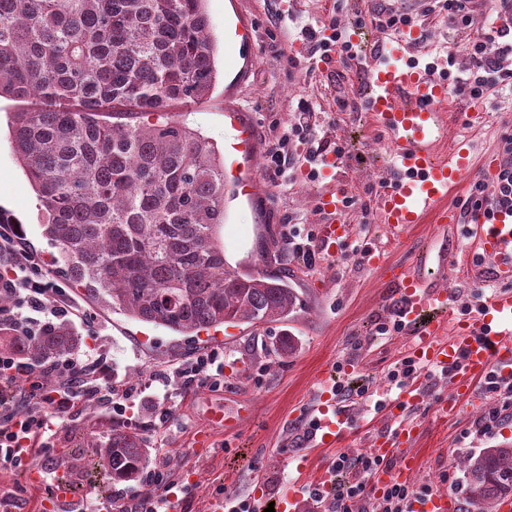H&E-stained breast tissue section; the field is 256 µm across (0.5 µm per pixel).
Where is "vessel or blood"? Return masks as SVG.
<instances>
[{
    "label": "vessel or blood",
    "mask_w": 512,
    "mask_h": 512,
    "mask_svg": "<svg viewBox=\"0 0 512 512\" xmlns=\"http://www.w3.org/2000/svg\"><path fill=\"white\" fill-rule=\"evenodd\" d=\"M417 28H403L375 45L358 63L366 69L376 93L366 108L387 134L392 154L390 168L375 196V209L392 238L399 239L426 217L446 225L471 224L476 246L465 256L470 280L490 276L494 291L477 299L469 314L455 321L452 329L426 320L428 311L447 307L448 291L437 283L406 270H398L377 252L365 262L383 270L386 283L397 298L396 318L410 338V357L427 368L451 369V392L435 406L440 417L456 415L462 402L471 400L478 381L489 372L512 381V205L492 211L462 213L446 206L450 191L467 176L472 164L469 140L454 142L447 156L437 158L447 127L444 107L450 99L448 79L436 75L434 65H421L412 48ZM236 130L231 149L242 156L252 154L253 129L243 122L238 109L226 111ZM327 215L319 227V239L328 254L350 238L344 194L330 190L321 202ZM422 401L420 380L406 382L396 398H385L382 411L390 427L376 432L369 451L382 458L383 466L369 486L375 494L394 483H407L419 469L414 451L417 427L405 414ZM351 409L342 407L333 388L322 386L318 399L308 410V443L314 448H332L352 423ZM454 503L444 493L412 502V512H453Z\"/></svg>",
    "instance_id": "obj_1"
}]
</instances>
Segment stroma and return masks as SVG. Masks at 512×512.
Segmentation results:
<instances>
[{
    "label": "stroma",
    "instance_id": "1",
    "mask_svg": "<svg viewBox=\"0 0 512 512\" xmlns=\"http://www.w3.org/2000/svg\"><path fill=\"white\" fill-rule=\"evenodd\" d=\"M280 9L278 0H205L212 34L219 44L218 67L234 77L231 90L216 86L210 99L186 106L181 118L210 139L216 151L234 131L224 120L225 106H235L255 130V155L251 159L231 157L227 166L235 172L255 174L257 191L252 198L239 196L227 186L226 218L221 230L224 255L231 269L253 272L259 269L286 278L299 293L303 307L288 322H275L257 328L227 324L215 332L189 338L164 328L143 324L126 316L97 308L83 289L67 287L66 294L78 308L70 322L83 338L82 349L106 359L113 381L140 385L149 376L190 362L213 351L224 355V386L212 389L209 383L196 382L187 388L170 389L163 400L148 401L136 396L126 401L125 416L139 425L152 458L163 461L179 475L178 498L182 512H209L211 500L223 496L252 494L257 481L272 490L332 472L338 453L351 455L367 450L369 441L382 423L373 407L358 404L353 408L355 429L347 440L331 449L308 451L298 446L297 436L305 425L303 412L312 404L319 389L317 377L329 365L353 363V382L372 390H384L389 367L408 353L407 335L380 336L379 320L385 318L392 303L381 273L367 266L351 245L326 257L320 269L308 271L301 259L289 254L282 242V226L298 224L301 232L317 230L326 215L318 204L329 188L326 178H310V167L299 163L294 181L278 186L266 171V153L274 130L286 127L300 98L313 101L318 113V135L324 139H343L346 154L341 165L347 178L340 188L357 198L359 205L347 213L355 237L364 238L368 247L382 251L388 262L415 271L429 280L446 279L452 297V311L462 315L463 306L475 295L474 286L460 267L440 276L436 262H423L437 233L433 223L421 224L403 240H391L375 213H361V205L372 204L374 190L387 171L389 141L366 109L340 111L337 102L367 93L365 73L355 63L338 61L335 70L313 68L308 47L296 46L304 28L320 27L331 17L343 26L359 23L371 12L394 8V0H287ZM252 23L250 59L224 49V29L240 22ZM421 60L435 63L454 76H464L469 66L464 48L475 34L452 20L426 17L419 28ZM448 128L449 140L471 139L477 154L497 150L500 139L512 135V91L500 92L480 100L488 112L487 124L472 127L465 122L461 97ZM18 104L0 99V208L23 227L22 244L40 260L45 272H52V249L43 236V221L31 182L15 154L8 130V116ZM286 335L293 336L296 350L277 355L274 346ZM423 405L414 418L419 425L415 452L419 459L418 484L446 491L457 507H464L460 461L481 448L512 444V417L502 420L489 436L475 432V423L492 400L482 407H465L458 417L442 421L434 412V402L447 395L449 381H426ZM249 407L250 414L227 432H213L214 445L199 447L196 437L208 429L212 410L233 412ZM94 415L111 423L116 414L111 405L101 402L92 408L79 405L54 426V452L64 462L71 449L70 437L76 421Z\"/></svg>",
    "mask_w": 512,
    "mask_h": 512
}]
</instances>
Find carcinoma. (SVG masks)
I'll return each instance as SVG.
<instances>
[{"label":"carcinoma","mask_w":512,"mask_h":512,"mask_svg":"<svg viewBox=\"0 0 512 512\" xmlns=\"http://www.w3.org/2000/svg\"><path fill=\"white\" fill-rule=\"evenodd\" d=\"M203 0H0V98L14 151L37 190L52 263L98 304L182 336L290 318L286 281L226 267L224 163L176 105L210 98L214 44ZM83 337L52 322L0 330V350L48 367ZM66 469L112 488L143 479L151 450L115 422L84 435ZM469 512L512 499V445L461 460Z\"/></svg>","instance_id":"carcinoma-1"}]
</instances>
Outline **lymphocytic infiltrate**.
Returning a JSON list of instances; mask_svg holds the SVG:
<instances>
[{"label":"lymphocytic infiltrate","mask_w":512,"mask_h":512,"mask_svg":"<svg viewBox=\"0 0 512 512\" xmlns=\"http://www.w3.org/2000/svg\"><path fill=\"white\" fill-rule=\"evenodd\" d=\"M505 29L490 33L480 28L475 38L466 46L469 68L465 77L459 78L458 88L472 99H481L506 80H512V71L504 69L502 58L512 54V44L502 48L500 56L487 52V43L493 36H505ZM304 147V155H297V147ZM345 145L339 140H325L317 134L316 113L309 100H299L292 122L271 143L267 153L266 169L272 178L282 184L294 179L293 169L298 159H305L312 169L311 177H318V166L327 155L343 156ZM501 171L499 185L488 188L483 180L473 179L461 207L467 208L495 201L512 202V135L502 137L499 144ZM12 299L13 304L0 308V324L22 335L34 334L43 322L71 315L64 289L54 285L33 254L21 243L15 227L0 228V296ZM94 366L107 380L109 394L121 395L122 403L116 411H123V402L131 398V387L112 385V372L103 360H89L87 355L67 354L53 367L60 378L58 387H47L43 370L33 363L17 361L13 354L0 351V384L14 386L12 397L0 401V470L22 466L32 452L40 446L42 453H49L48 431L53 428L54 417L69 412L85 393L78 377L86 366ZM481 388L487 396L499 400L498 408L484 414L476 423L480 435L492 433L507 409L512 408V382L487 376ZM382 461L371 453L357 455L339 454L333 463L335 470L354 471L355 479L337 484L333 494L331 512H408L411 499L431 494L428 486L412 487L395 483L381 496H374L368 487L369 478L378 470Z\"/></svg>","instance_id":"1"}]
</instances>
